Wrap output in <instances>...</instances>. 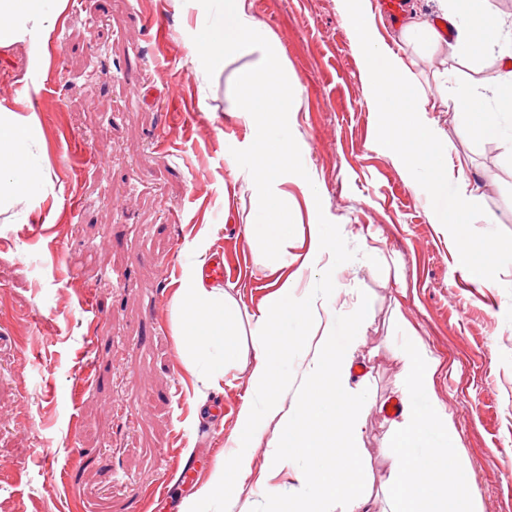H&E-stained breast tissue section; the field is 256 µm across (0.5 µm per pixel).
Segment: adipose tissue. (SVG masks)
Wrapping results in <instances>:
<instances>
[{"mask_svg":"<svg viewBox=\"0 0 512 512\" xmlns=\"http://www.w3.org/2000/svg\"><path fill=\"white\" fill-rule=\"evenodd\" d=\"M345 2L369 95L388 115L393 161L431 189L440 223L472 222L481 196L470 188L469 171L449 170L440 134L423 117L428 101L416 93L409 65L379 43L370 0ZM64 6L65 0H0V49L26 44L31 69L47 68V39ZM456 10L473 22L470 29L457 32L454 47L459 55L469 56L480 45H499L502 24L483 8L482 0H457ZM493 98L496 106L491 109L463 84L448 106L468 130L487 138L512 139L511 64H504ZM42 139L35 115H22L0 103V212L44 198L48 174L35 154ZM263 210L268 223L247 225L246 241L260 244L268 269L284 272L285 277L257 321L256 362L249 376L255 400L243 409L240 428L256 440L265 433V419L277 418L275 442L283 450L277 463L291 468L298 483L296 493L286 499L278 491L266 492L267 512H334L340 503L347 504V512H368L369 492L355 445L362 399L349 388L350 354L363 321L343 323L326 309L345 262L342 238L335 225H310L306 254L292 255L283 197L267 195ZM295 264L301 270L321 264L328 274L310 281L300 294L298 272L291 270ZM174 305L183 357L199 368L204 386L218 384L241 353L236 300L224 288L194 277L179 289ZM404 355L406 410L392 434L398 465L386 487L390 512H480L465 496L466 463L454 454L458 434L434 392V368L417 343H409ZM293 381L297 394L288 402L282 390ZM251 463L246 454L234 456L210 475L201 498L231 500Z\"/></svg>","mask_w":512,"mask_h":512,"instance_id":"adipose-tissue-1","label":"adipose tissue"}]
</instances>
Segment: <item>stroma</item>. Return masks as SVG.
I'll return each mask as SVG.
<instances>
[{
  "mask_svg": "<svg viewBox=\"0 0 512 512\" xmlns=\"http://www.w3.org/2000/svg\"><path fill=\"white\" fill-rule=\"evenodd\" d=\"M248 13L261 18V34L283 58L297 98L289 125L314 183L304 190L286 174L273 185L288 194V251H306L308 227L323 215L361 252L339 273L331 304L339 318L367 316L353 359L369 371L352 387L366 401L358 445L372 480L370 512L387 509L381 484L395 460L381 406L400 393L408 337L435 365L434 390L458 431L482 512H512V267L480 269L470 257L512 248V141L474 136L443 104L461 77L491 94L498 50L463 58L446 43L411 54L420 91L437 104L431 117L449 159L476 173L484 191V219L470 225L466 252L456 226L440 223L429 188L391 158L387 117L367 99L342 0H248ZM205 21L198 0H67L45 72L29 71L24 45L0 49V103L30 96L52 182L31 211L17 207L0 219V512H129L132 480H151L160 456L174 466L179 452L198 447V429L213 421L198 411L202 384L178 351L165 258L178 255L186 280L223 248L224 287L239 305L247 345L276 289L262 254L246 242L257 191L231 154L255 137L233 84L263 53L232 55L207 76L192 41ZM170 85L190 107L173 129L164 101ZM135 90L143 100L132 98ZM163 131L172 152L155 146ZM71 141L96 164L67 159ZM185 158L192 169L177 173ZM76 195L84 216L73 223L67 203ZM44 220L51 231L34 235ZM116 268L126 270V285L113 286ZM87 294L102 319L83 312ZM155 322L167 335H154ZM93 339L102 380L83 391L76 382ZM248 376L231 368L208 393L209 402L230 407L207 443L199 481L223 460L225 443L248 446L252 456L233 510L211 502L208 512H264L269 488L286 496L296 487L291 469L272 464L280 454L274 428L253 444L239 430ZM178 385L183 392L171 399ZM128 409L131 422L120 424ZM85 453L78 485L67 487L64 466Z\"/></svg>",
  "mask_w": 512,
  "mask_h": 512,
  "instance_id": "35a3bbf8",
  "label": "stroma"
}]
</instances>
